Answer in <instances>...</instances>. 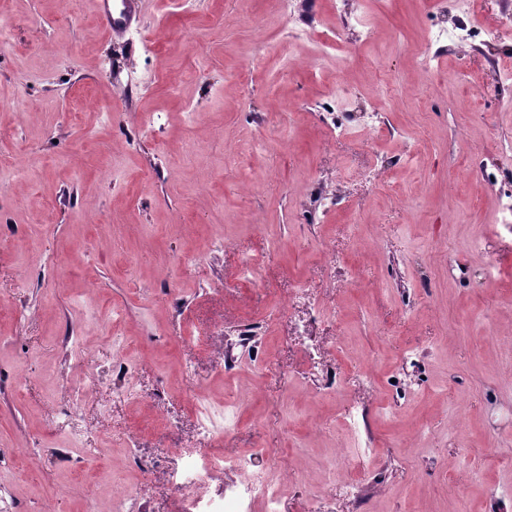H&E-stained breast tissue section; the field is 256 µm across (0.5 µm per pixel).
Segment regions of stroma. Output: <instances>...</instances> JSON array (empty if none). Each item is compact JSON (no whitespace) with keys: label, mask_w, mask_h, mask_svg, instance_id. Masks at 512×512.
<instances>
[{"label":"stroma","mask_w":512,"mask_h":512,"mask_svg":"<svg viewBox=\"0 0 512 512\" xmlns=\"http://www.w3.org/2000/svg\"><path fill=\"white\" fill-rule=\"evenodd\" d=\"M297 3L338 49L275 0H146L121 39L0 0V512H184L202 421L251 461L215 501L273 448L279 512H512V35L426 39L499 0Z\"/></svg>","instance_id":"1"}]
</instances>
